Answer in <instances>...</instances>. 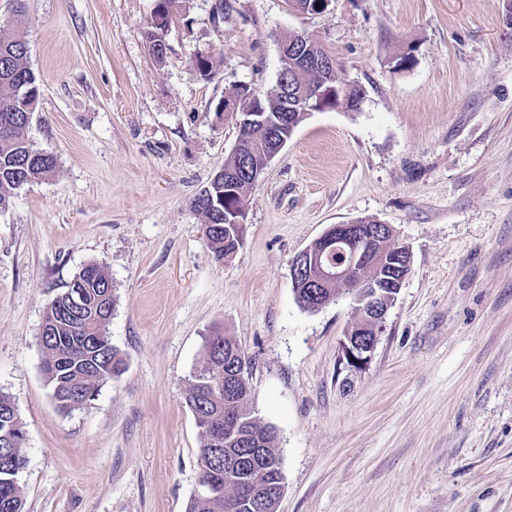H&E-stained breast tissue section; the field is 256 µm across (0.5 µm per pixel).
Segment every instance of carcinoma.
<instances>
[{"label":"carcinoma","mask_w":512,"mask_h":512,"mask_svg":"<svg viewBox=\"0 0 512 512\" xmlns=\"http://www.w3.org/2000/svg\"><path fill=\"white\" fill-rule=\"evenodd\" d=\"M12 28L0 29V211L9 208L15 192L21 186L49 177L56 168V160L35 148L29 137L33 113L36 112L40 82L28 62V46L19 29L25 23L24 0H15ZM182 8V0H161L158 19L147 32L150 51L157 62L166 54L164 32L167 16ZM337 78L336 72L308 70L291 75L294 89H311L324 79ZM233 96L242 101L259 98L265 108L264 122L251 127L248 136V159L232 153L224 163V176L233 179L234 187L249 194L255 180L246 172L254 168V159L269 147L273 133L288 135V124H300L305 115L296 110L293 102L288 107L251 88L238 87ZM224 195V183L210 182L196 196L193 207L210 226L206 237L208 246L218 262L231 257L243 244V225L226 224L210 211V200ZM393 237L381 236L370 242V254L359 265L357 280L378 286L377 304L395 301L398 292L393 288L391 266L372 263L377 254L395 252ZM80 297L79 313L67 314V293L54 298L47 306L43 325L45 336L42 351L45 357V375L52 387V397L58 406L70 410L68 402L83 401L89 393H97L110 379L121 375L125 360L112 346L108 325L115 306V298L107 297L112 283L104 264L92 263L84 267L74 279ZM202 366L188 380L184 390L187 406L202 412L208 418L231 416L236 431L220 443L206 428L202 430L200 470L218 468L224 471V487L228 495L217 498H193L187 512H226L228 500L237 496L240 485L246 481L259 486L269 485L263 507L258 512H277L275 486L283 476L277 452L275 428L258 424L247 407L248 377L237 378L242 367L249 365L239 344L230 336L216 333L207 338ZM20 421L12 400L0 394V512H24V503L17 476L23 469V446L9 448L4 440Z\"/></svg>","instance_id":"carcinoma-1"}]
</instances>
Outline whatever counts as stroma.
<instances>
[{
	"label": "stroma",
	"instance_id": "obj_1",
	"mask_svg": "<svg viewBox=\"0 0 512 512\" xmlns=\"http://www.w3.org/2000/svg\"><path fill=\"white\" fill-rule=\"evenodd\" d=\"M41 84L30 138L56 171L0 212V394L26 432V512H186L202 434L184 400L214 332L250 361L275 427L277 512H512V30L503 0H187L164 61L155 0H26ZM304 32L358 87L310 113L250 193L244 243L216 262L193 199L238 138L216 107L265 91ZM411 55L402 69L395 61ZM214 61L210 77L196 57ZM375 220L411 272L362 369L347 294L295 300L291 261L334 224ZM105 263L108 335L127 362L61 411L39 345L48 303Z\"/></svg>",
	"mask_w": 512,
	"mask_h": 512
}]
</instances>
